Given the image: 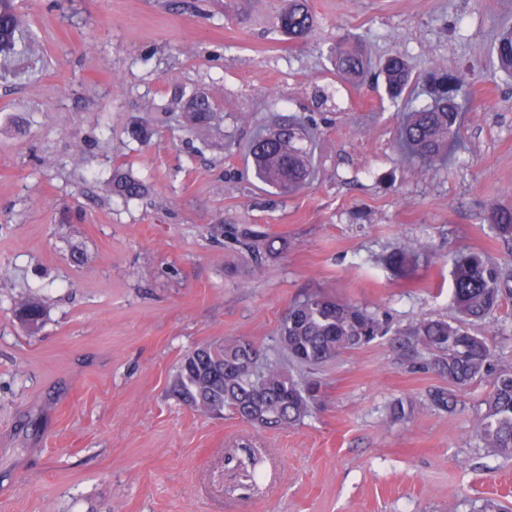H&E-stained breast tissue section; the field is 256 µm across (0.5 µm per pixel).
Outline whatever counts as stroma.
Returning a JSON list of instances; mask_svg holds the SVG:
<instances>
[{
	"instance_id": "35a3bbf8",
	"label": "stroma",
	"mask_w": 512,
	"mask_h": 512,
	"mask_svg": "<svg viewBox=\"0 0 512 512\" xmlns=\"http://www.w3.org/2000/svg\"><path fill=\"white\" fill-rule=\"evenodd\" d=\"M284 4L17 0L39 52L0 80V512H512V457L476 434L488 379L458 389L398 335L457 320L450 255L512 268L486 221L512 198V75L493 53L512 0H309L303 43L272 26ZM344 38L372 63L398 55L412 76L464 79V148L446 166L396 149L402 103L376 75H336ZM196 92L210 127L178 101ZM279 115L315 135L310 179L289 194L249 156ZM115 176L142 196L114 195ZM409 244L419 257L389 265ZM313 294L393 332L292 366L318 385L299 425L173 398L187 352L244 336L278 353L282 316ZM32 296L45 306L33 332L15 317ZM468 329L512 367V299ZM244 444L262 458L253 490L224 467ZM189 120L196 126H208L216 119V114L208 96L203 94L192 95L186 103Z\"/></svg>"
}]
</instances>
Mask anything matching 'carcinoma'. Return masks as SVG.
Here are the masks:
<instances>
[{
  "label": "carcinoma",
  "instance_id": "cac0c4a2",
  "mask_svg": "<svg viewBox=\"0 0 512 512\" xmlns=\"http://www.w3.org/2000/svg\"><path fill=\"white\" fill-rule=\"evenodd\" d=\"M308 0H288L276 18V31L290 40H303L312 30ZM38 46L29 40L14 0H0V70L5 63L35 56ZM500 68L512 70V29L496 44ZM334 64L341 76L355 80L365 71L360 49L336 48ZM388 92L400 97L410 85L403 59L389 57L383 67ZM434 70L423 80L430 103L407 113L400 141L428 167L439 164L448 144L460 138L459 96L463 80ZM189 120L208 126L216 114L208 96L192 95L186 103ZM309 132L294 119L276 128L259 131L250 154L255 177L265 185L290 192L302 186L308 173ZM113 191L126 200L141 193L138 182L117 179ZM491 230L502 242L512 243V204L500 205L486 216ZM451 301L462 317L457 323L444 319H420L403 332V345L414 354L435 357L448 381L462 388L478 378L492 377L486 411L477 433L480 440L499 453L512 455V371L494 368V351L465 327L467 320H481L512 297V270L491 262L476 252H461L451 258ZM20 321L31 331L43 318L39 299L29 298L16 307ZM389 328L356 305L321 295H310L288 308L278 326L279 349L305 365H318L337 355L365 346L387 335ZM172 395L181 403L206 414L229 410L251 423L257 417L264 428L293 427L311 412L317 389L294 380L280 358L271 357L253 341L239 337L222 344H205L181 361L171 384Z\"/></svg>",
  "mask_w": 512,
  "mask_h": 512
}]
</instances>
